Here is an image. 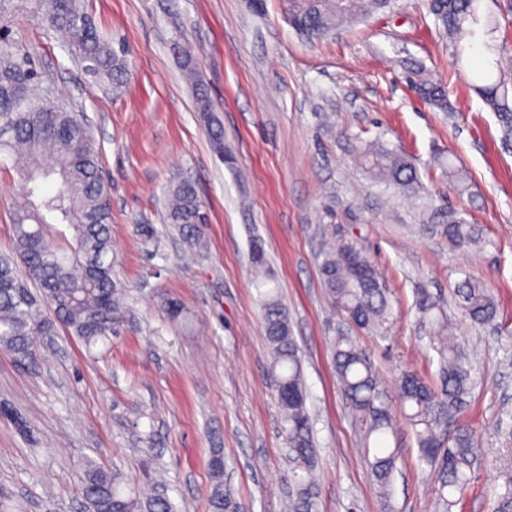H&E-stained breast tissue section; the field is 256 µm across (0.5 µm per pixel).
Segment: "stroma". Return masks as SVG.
Instances as JSON below:
<instances>
[{"instance_id": "stroma-1", "label": "stroma", "mask_w": 512, "mask_h": 512, "mask_svg": "<svg viewBox=\"0 0 512 512\" xmlns=\"http://www.w3.org/2000/svg\"><path fill=\"white\" fill-rule=\"evenodd\" d=\"M99 33L123 45L130 74L112 89L61 47L41 14L21 7L13 28L37 53L46 87L90 126L109 174L112 255L126 304L112 337L93 347L63 327L35 363L0 352V488L14 512H81L82 464L121 473L141 496L164 489L176 512H211V460L240 512H290L305 472L281 430L270 349L251 284L249 244L260 238L288 306L303 359L317 450V512H380L370 475V421L346 402L331 359L338 333L370 356L393 420V512H440L434 483L406 424L399 378L437 379L415 299L444 304L470 355L475 386L455 417L476 437L472 481L452 512H492L499 428L512 422V144L475 92L484 58L474 40L463 63L436 30L425 0L311 44L288 23V0H86ZM192 47L200 83L224 129L221 162L184 77ZM445 83L449 111L406 83L411 66ZM407 155L419 181L404 198L355 161L359 141ZM465 177L457 185L449 169ZM191 177L209 217L198 251L166 224L164 191ZM24 184L0 169V252L12 246V207ZM480 231L458 249L441 233L449 213ZM141 224L155 230L143 246ZM351 243L375 264L390 300L382 328H352L320 275L330 244ZM491 289L498 313L478 327L462 317L465 276ZM182 304V318L167 312Z\"/></svg>"}]
</instances>
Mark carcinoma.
I'll return each mask as SVG.
<instances>
[{
	"mask_svg": "<svg viewBox=\"0 0 512 512\" xmlns=\"http://www.w3.org/2000/svg\"><path fill=\"white\" fill-rule=\"evenodd\" d=\"M0 0V156L12 163L25 183L12 212L13 243L0 253V351L18 362H34V342L59 324L90 346L115 332L125 288L116 280L111 250L109 189L89 128L69 108L56 111L45 104L35 56L12 27V3ZM45 7V22L73 58L105 84L127 78L124 51L94 28L83 0H35ZM392 0H288L292 27L307 40L319 41L339 28L387 9ZM435 25L448 39L457 62H462L472 40L481 33L486 53L482 83L475 91L494 112L504 138L512 137V103L508 82L496 58L497 25L482 0H428ZM416 93L440 110H448L442 82L420 67L407 71ZM358 159L375 179L407 194L417 174L402 154L372 145L356 149ZM165 221L178 228L189 245L203 246L205 204L193 181L179 178L166 188ZM442 233L456 246L479 241L474 225L448 215ZM265 334L271 348L282 429L293 460L311 467L314 459L312 424L299 347L290 328L267 256L250 258ZM321 275L331 304L352 326L373 331L389 311L387 289L370 259L355 245L344 244L324 254ZM459 296L466 318L477 325L494 320L497 303L486 285L466 278ZM48 308L51 315L43 314ZM430 344L440 359L439 384L408 371L400 381L405 417L414 430L420 460L429 468L441 507L447 512L472 478L475 440L461 426L447 434L444 425L466 405L472 387L468 354L453 334L444 308L426 295L417 299ZM332 359L342 394L357 413L370 418L369 434L377 437L371 476L382 501H387L396 469V451L385 446L391 412L384 400L371 359L351 336L332 343ZM503 467L494 491L495 512H512V426L501 429ZM212 470V512H239L224 488V463L217 455ZM83 512H172L163 493L143 499L125 484L119 473L94 462L81 476ZM316 483L303 480L291 512H316Z\"/></svg>",
	"mask_w": 512,
	"mask_h": 512,
	"instance_id": "cac0c4a2",
	"label": "carcinoma"
}]
</instances>
